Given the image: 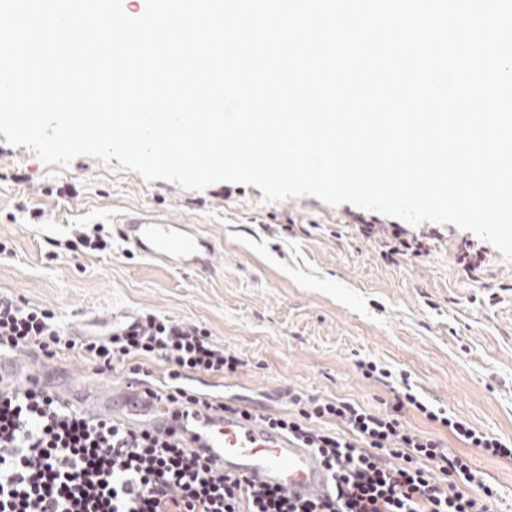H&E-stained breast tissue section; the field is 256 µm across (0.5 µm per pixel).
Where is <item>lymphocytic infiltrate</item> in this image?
<instances>
[{
	"mask_svg": "<svg viewBox=\"0 0 512 512\" xmlns=\"http://www.w3.org/2000/svg\"><path fill=\"white\" fill-rule=\"evenodd\" d=\"M361 232L392 256L427 253L422 241L404 239L397 224H365ZM32 348L48 359L78 350L101 373L127 362L137 375L150 359L165 364L175 380L199 372L221 376L241 364L194 323L147 312L135 324L79 343L54 310L0 294V353ZM288 397L296 417L268 422L321 454L336 482L334 495L295 500L277 486L225 477L201 455L160 438L87 419L44 390L0 391V512H494L496 491L482 472L399 419L300 389ZM406 400L466 444L512 460L501 439L415 395ZM330 420L340 421L346 435L326 429Z\"/></svg>",
	"mask_w": 512,
	"mask_h": 512,
	"instance_id": "1",
	"label": "lymphocytic infiltrate"
}]
</instances>
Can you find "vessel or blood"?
<instances>
[{
  "mask_svg": "<svg viewBox=\"0 0 512 512\" xmlns=\"http://www.w3.org/2000/svg\"><path fill=\"white\" fill-rule=\"evenodd\" d=\"M126 248L176 268L212 270L219 248L197 225L159 213L126 211L115 218ZM45 387L91 419H110L205 456L225 475L281 487L290 498L320 499L332 491L323 461L313 450L240 408L193 407L159 400L146 381L105 383L61 371L51 379L31 355H0V389Z\"/></svg>",
  "mask_w": 512,
  "mask_h": 512,
  "instance_id": "obj_1",
  "label": "vessel or blood"
}]
</instances>
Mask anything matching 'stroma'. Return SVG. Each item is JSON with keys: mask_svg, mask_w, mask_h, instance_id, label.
<instances>
[{"mask_svg": "<svg viewBox=\"0 0 512 512\" xmlns=\"http://www.w3.org/2000/svg\"><path fill=\"white\" fill-rule=\"evenodd\" d=\"M254 186L216 183L202 191L145 182L118 161L87 156L45 165L0 134V293L49 308L71 330L104 333L125 314L152 312L200 325L241 361L217 380L280 414L287 388L348 399L381 413L412 393L432 408L512 446V262L485 244L480 281L454 257L467 231L452 224L406 225L431 236V253L387 259L358 230L388 216L304 195L266 204ZM153 210L195 224L222 249L213 272L156 265L124 250L108 216ZM33 210L40 220L30 219ZM101 225L108 252H59L55 241ZM372 360L389 382L358 369ZM409 431L466 456L512 512V461L468 447L413 406L400 407Z\"/></svg>", "mask_w": 512, "mask_h": 512, "instance_id": "1", "label": "stroma"}]
</instances>
